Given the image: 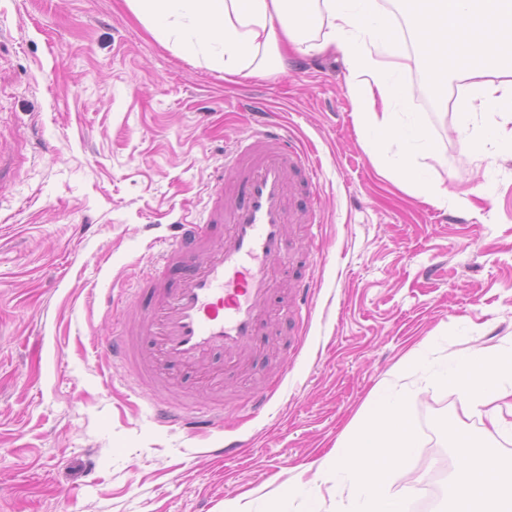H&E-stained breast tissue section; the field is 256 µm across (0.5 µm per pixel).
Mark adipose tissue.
Returning a JSON list of instances; mask_svg holds the SVG:
<instances>
[{
    "label": "adipose tissue",
    "mask_w": 512,
    "mask_h": 512,
    "mask_svg": "<svg viewBox=\"0 0 512 512\" xmlns=\"http://www.w3.org/2000/svg\"><path fill=\"white\" fill-rule=\"evenodd\" d=\"M130 10L164 43L200 51L225 74L260 76L284 71L287 53L342 56L357 84L351 90L359 124L372 145L388 136L404 144L400 172L415 179L416 152L434 146L420 128L394 121L396 76L417 64L430 82L466 83L471 97L456 112L463 146L512 152V0H409L408 38L396 33L393 14L378 0H126ZM438 385L454 388L492 426L511 434L512 349H480L454 358ZM418 446L399 397L376 390L365 425L333 451L336 484L347 489L353 512H406L387 483ZM457 465L448 479L449 512H512V464L459 436Z\"/></svg>",
    "instance_id": "adipose-tissue-1"
}]
</instances>
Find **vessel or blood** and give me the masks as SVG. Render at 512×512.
<instances>
[{
  "mask_svg": "<svg viewBox=\"0 0 512 512\" xmlns=\"http://www.w3.org/2000/svg\"><path fill=\"white\" fill-rule=\"evenodd\" d=\"M251 117L249 134L225 149L202 209L134 267L127 293L148 296L147 306L113 313L112 334L97 347L102 362L136 378L158 424L191 435L223 429V405L207 402L187 417L169 393L190 385L222 393L226 373L256 370L271 321L300 329L311 318V284L293 274L291 228L320 234L316 166L287 125Z\"/></svg>",
  "mask_w": 512,
  "mask_h": 512,
  "instance_id": "obj_1",
  "label": "vessel or blood"
}]
</instances>
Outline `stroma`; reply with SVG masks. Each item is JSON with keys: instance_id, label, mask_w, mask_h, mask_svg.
I'll return each mask as SVG.
<instances>
[{"instance_id": "obj_1", "label": "stroma", "mask_w": 512, "mask_h": 512, "mask_svg": "<svg viewBox=\"0 0 512 512\" xmlns=\"http://www.w3.org/2000/svg\"><path fill=\"white\" fill-rule=\"evenodd\" d=\"M400 84L402 123L435 145L417 161L449 197L402 186L397 138L371 153L341 59L229 76L158 42L124 0H0V512H305L287 486L303 465L335 470L337 440L380 386L418 434L390 484L404 500L453 469V432L512 460V437L430 386L451 358L512 346V155L462 146L463 84L443 106L417 66ZM246 95L319 153L326 223L301 244L315 310L300 335L273 325L261 369L286 376L264 411L234 412L253 385L225 377L226 432L190 437L157 427L94 344L112 333L105 295L202 206L227 139L248 130ZM228 435L250 447L221 464L206 451Z\"/></svg>"}]
</instances>
